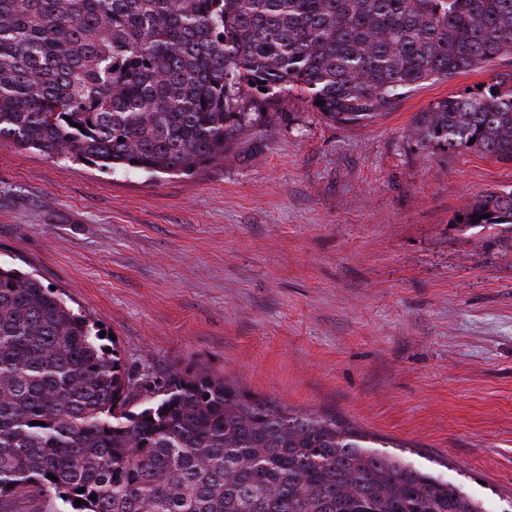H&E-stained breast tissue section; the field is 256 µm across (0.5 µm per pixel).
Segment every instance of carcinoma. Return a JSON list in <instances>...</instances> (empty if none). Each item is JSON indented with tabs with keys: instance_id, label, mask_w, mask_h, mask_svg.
Returning a JSON list of instances; mask_svg holds the SVG:
<instances>
[{
	"instance_id": "carcinoma-1",
	"label": "carcinoma",
	"mask_w": 512,
	"mask_h": 512,
	"mask_svg": "<svg viewBox=\"0 0 512 512\" xmlns=\"http://www.w3.org/2000/svg\"><path fill=\"white\" fill-rule=\"evenodd\" d=\"M511 55L512 0H0V141L185 173L286 93L356 124ZM411 138L512 163V74L416 113ZM459 215L512 231V188ZM151 385L60 294L0 266V512L23 491L72 512H486L336 419L204 368L129 409Z\"/></svg>"
}]
</instances>
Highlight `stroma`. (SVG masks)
<instances>
[{
    "instance_id": "35a3bbf8",
    "label": "stroma",
    "mask_w": 512,
    "mask_h": 512,
    "mask_svg": "<svg viewBox=\"0 0 512 512\" xmlns=\"http://www.w3.org/2000/svg\"><path fill=\"white\" fill-rule=\"evenodd\" d=\"M494 72L512 57L361 124L287 95L177 175L2 142L0 265L56 287L134 374L207 368L512 512V231L453 221L512 163L409 136Z\"/></svg>"
}]
</instances>
